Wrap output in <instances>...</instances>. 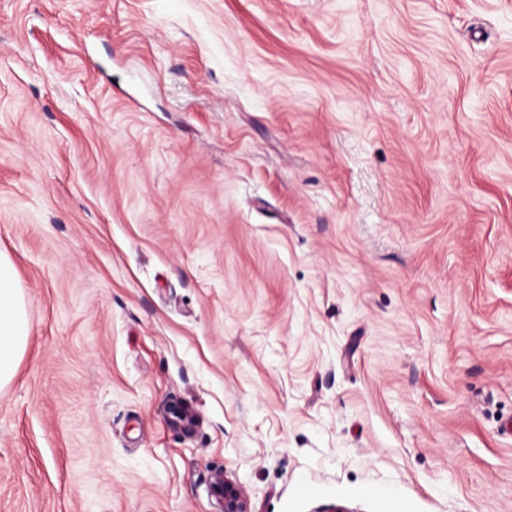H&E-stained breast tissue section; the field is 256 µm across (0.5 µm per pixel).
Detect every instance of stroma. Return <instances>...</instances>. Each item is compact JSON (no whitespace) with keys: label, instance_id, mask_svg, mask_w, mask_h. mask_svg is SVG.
Segmentation results:
<instances>
[{"label":"stroma","instance_id":"1","mask_svg":"<svg viewBox=\"0 0 512 512\" xmlns=\"http://www.w3.org/2000/svg\"><path fill=\"white\" fill-rule=\"evenodd\" d=\"M0 252V512H512V0H0ZM28 335L29 324L14 264L0 253V390L14 377ZM213 489L224 498V512H249L248 500L242 489L224 476L216 478Z\"/></svg>","mask_w":512,"mask_h":512}]
</instances>
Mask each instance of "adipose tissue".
Masks as SVG:
<instances>
[{"label":"adipose tissue","instance_id":"1","mask_svg":"<svg viewBox=\"0 0 512 512\" xmlns=\"http://www.w3.org/2000/svg\"><path fill=\"white\" fill-rule=\"evenodd\" d=\"M29 335V324L16 270L0 254V389L10 383L21 360Z\"/></svg>","mask_w":512,"mask_h":512}]
</instances>
